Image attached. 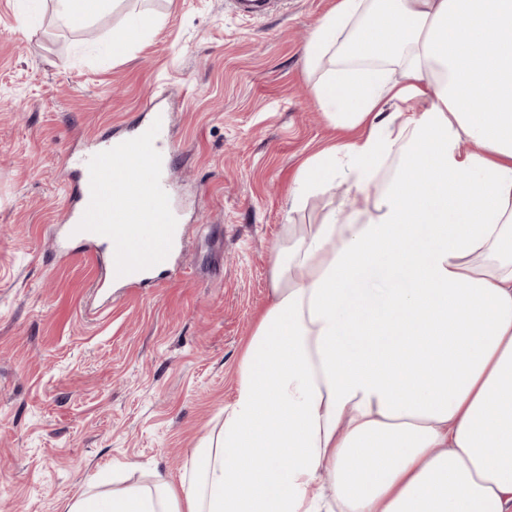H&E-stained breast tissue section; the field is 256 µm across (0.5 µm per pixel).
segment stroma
<instances>
[{
    "instance_id": "35a3bbf8",
    "label": "stroma",
    "mask_w": 512,
    "mask_h": 512,
    "mask_svg": "<svg viewBox=\"0 0 512 512\" xmlns=\"http://www.w3.org/2000/svg\"><path fill=\"white\" fill-rule=\"evenodd\" d=\"M336 0H124L86 25L56 0H0V512H67L158 473L179 481L224 423L270 299L271 248L321 223L336 186L291 205L300 166L339 135L304 47ZM145 25L112 53L113 29ZM171 114L168 188L185 249L139 288L107 251H56L69 157Z\"/></svg>"
}]
</instances>
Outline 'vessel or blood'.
Instances as JSON below:
<instances>
[{"mask_svg":"<svg viewBox=\"0 0 512 512\" xmlns=\"http://www.w3.org/2000/svg\"><path fill=\"white\" fill-rule=\"evenodd\" d=\"M168 126L167 112L155 109L133 136H113L94 148L79 161L77 193L64 204L69 237L101 244L112 255L111 279L124 284H145L183 246L167 189ZM133 154L142 159L135 168L127 164ZM140 224L151 225V233L139 234ZM122 251L132 252L133 262L120 260Z\"/></svg>","mask_w":512,"mask_h":512,"instance_id":"vessel-or-blood-1","label":"vessel or blood"}]
</instances>
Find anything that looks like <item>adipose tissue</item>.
<instances>
[{
	"mask_svg": "<svg viewBox=\"0 0 512 512\" xmlns=\"http://www.w3.org/2000/svg\"><path fill=\"white\" fill-rule=\"evenodd\" d=\"M351 138L275 243L224 425L182 484L68 512H512V0H337L306 46Z\"/></svg>",
	"mask_w": 512,
	"mask_h": 512,
	"instance_id": "1",
	"label": "adipose tissue"
}]
</instances>
